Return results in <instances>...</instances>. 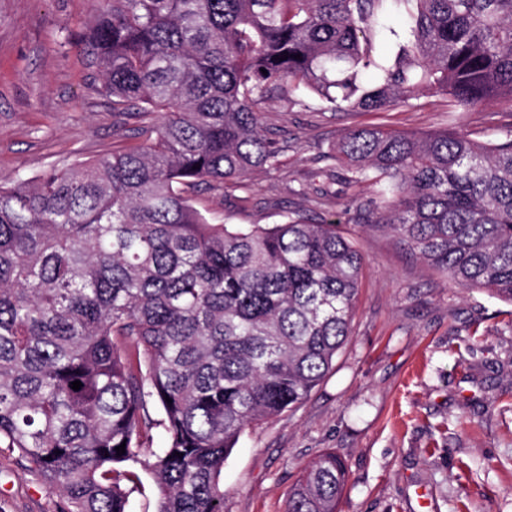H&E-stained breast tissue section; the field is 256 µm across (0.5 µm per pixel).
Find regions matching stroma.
<instances>
[{"label": "stroma", "instance_id": "1", "mask_svg": "<svg viewBox=\"0 0 512 512\" xmlns=\"http://www.w3.org/2000/svg\"><path fill=\"white\" fill-rule=\"evenodd\" d=\"M96 0H0V181L34 176L116 145L112 102L81 42ZM274 97L264 129L284 151L276 171L240 187L192 190L218 224H278L341 213L364 257L352 334L296 409L247 429L224 464V512H284L303 468L328 448L348 468L340 512H512V305L452 286L390 231L360 223L364 184H335L333 149L350 127L432 132L485 142L512 124V101L468 109L424 96L388 112L338 111L304 93ZM39 472L0 448V512H60Z\"/></svg>", "mask_w": 512, "mask_h": 512}]
</instances>
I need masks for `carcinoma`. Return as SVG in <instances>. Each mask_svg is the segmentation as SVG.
I'll list each match as a JSON object with an SVG mask.
<instances>
[{"label":"carcinoma","instance_id":"carcinoma-1","mask_svg":"<svg viewBox=\"0 0 512 512\" xmlns=\"http://www.w3.org/2000/svg\"><path fill=\"white\" fill-rule=\"evenodd\" d=\"M393 11L410 25L389 62L373 37ZM83 42L143 141L0 183V447L60 512H130L141 472L155 512H224L244 431L307 399L347 343L363 257L334 220L230 230L188 190L279 168L260 122L273 95L363 112L512 101V0H101ZM335 159L344 184L377 187L358 219L512 305V126L482 143L364 125ZM346 480L323 452L284 512H338Z\"/></svg>","mask_w":512,"mask_h":512}]
</instances>
